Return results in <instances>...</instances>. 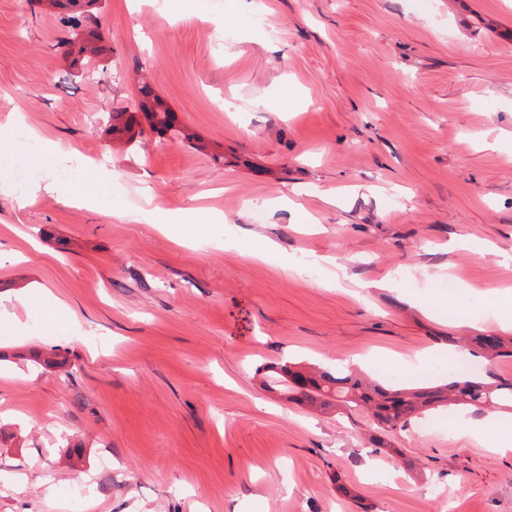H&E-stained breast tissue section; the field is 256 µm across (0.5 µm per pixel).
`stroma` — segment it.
<instances>
[{
	"mask_svg": "<svg viewBox=\"0 0 512 512\" xmlns=\"http://www.w3.org/2000/svg\"><path fill=\"white\" fill-rule=\"evenodd\" d=\"M242 6L99 0L107 70L88 75L54 13L0 0V512H512V450L486 445L512 410L434 417L388 458L366 413L296 406L257 372L363 361L437 385L449 337L499 335L512 0ZM143 75L223 164L145 122L106 134ZM50 181L75 201L31 196ZM186 209L199 223L162 225ZM268 239L278 257L246 254ZM50 350L63 367L32 362Z\"/></svg>",
	"mask_w": 512,
	"mask_h": 512,
	"instance_id": "35a3bbf8",
	"label": "stroma"
}]
</instances>
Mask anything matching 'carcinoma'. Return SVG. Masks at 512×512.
<instances>
[{"instance_id": "carcinoma-1", "label": "carcinoma", "mask_w": 512, "mask_h": 512, "mask_svg": "<svg viewBox=\"0 0 512 512\" xmlns=\"http://www.w3.org/2000/svg\"><path fill=\"white\" fill-rule=\"evenodd\" d=\"M95 0H64L59 11V22L65 32L86 27L92 19L89 10ZM138 109L151 129L160 134H171L183 140H198L197 135L186 126L176 123L175 113L167 106L157 112L148 111L149 104L161 101V96L146 87L140 88ZM107 133L131 141L135 138L136 116L125 111H112L108 115ZM448 341L463 346L474 342L495 357H512V338L500 336L489 338L448 337ZM262 370L270 374L269 387L287 394V399L299 406H308L326 411L343 405L350 411H363L371 418L376 435L372 437L375 452L391 455L397 452L385 441V435L409 428L431 411L450 406L474 413L486 408L512 409V381L507 379L479 380L473 376L460 375L454 380L437 386L418 388H386L352 369L325 370L308 368L302 370L288 361L265 365Z\"/></svg>"}]
</instances>
